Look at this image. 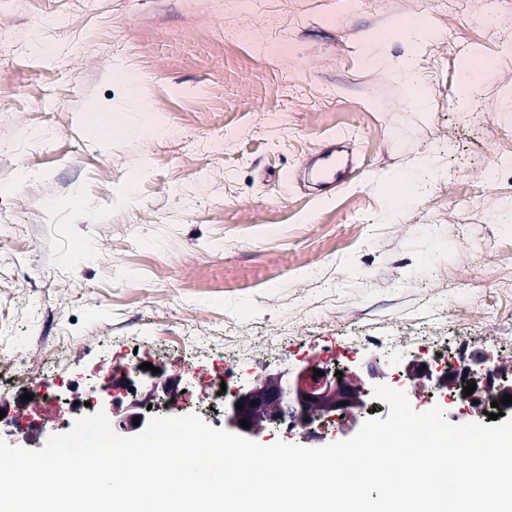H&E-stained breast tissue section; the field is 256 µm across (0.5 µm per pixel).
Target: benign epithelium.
<instances>
[{
	"mask_svg": "<svg viewBox=\"0 0 512 512\" xmlns=\"http://www.w3.org/2000/svg\"><path fill=\"white\" fill-rule=\"evenodd\" d=\"M314 366L301 371L297 377L295 389L288 392L279 380H266L262 385H242L241 392L231 403V415L227 423L241 433H252L257 429V422H280L286 417L302 421L313 413H319L336 406L335 394L343 395L344 401L350 405L361 403V396L366 392L360 379L343 382L331 387L327 376H314ZM242 403L243 409L236 408ZM247 420L249 428H243L239 421Z\"/></svg>",
	"mask_w": 512,
	"mask_h": 512,
	"instance_id": "obj_1",
	"label": "benign epithelium"
}]
</instances>
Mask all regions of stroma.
<instances>
[{
  "label": "stroma",
  "mask_w": 512,
  "mask_h": 512,
  "mask_svg": "<svg viewBox=\"0 0 512 512\" xmlns=\"http://www.w3.org/2000/svg\"><path fill=\"white\" fill-rule=\"evenodd\" d=\"M256 2L0 0V349L34 366L63 345L58 370L83 386L133 349L148 383L198 394L226 362L244 379L310 360L363 377L376 355L395 374L467 335L512 379V227L496 219L512 167L488 174L512 151V44L439 24L435 0H353L333 16L324 0ZM48 13L66 24L43 28ZM412 18L426 40L404 32ZM475 54L489 70L465 122L456 94ZM114 62L158 103L166 138L106 146L86 131L87 112L131 102ZM225 125L223 158L185 150ZM339 138L357 176L321 197L299 170ZM448 170L439 197L421 187L392 209L396 174ZM28 412L42 434L8 444L41 449L76 420Z\"/></svg>",
  "instance_id": "1"
}]
</instances>
